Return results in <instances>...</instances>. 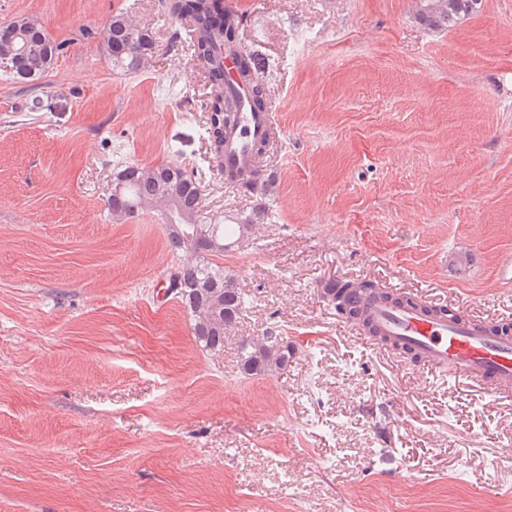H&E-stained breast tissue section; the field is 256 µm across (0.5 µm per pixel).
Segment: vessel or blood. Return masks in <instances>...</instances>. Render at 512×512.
I'll return each mask as SVG.
<instances>
[{
  "label": "vessel or blood",
  "instance_id": "1",
  "mask_svg": "<svg viewBox=\"0 0 512 512\" xmlns=\"http://www.w3.org/2000/svg\"><path fill=\"white\" fill-rule=\"evenodd\" d=\"M271 112L243 110L224 143L221 170L255 166L254 146L274 140ZM358 328L373 348L398 350L416 359L418 369L488 387L499 397L512 396V329L504 322L432 309L429 301L408 302L392 288L357 291Z\"/></svg>",
  "mask_w": 512,
  "mask_h": 512
}]
</instances>
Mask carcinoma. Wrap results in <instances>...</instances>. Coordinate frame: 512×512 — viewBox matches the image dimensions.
I'll return each mask as SVG.
<instances>
[{"mask_svg":"<svg viewBox=\"0 0 512 512\" xmlns=\"http://www.w3.org/2000/svg\"><path fill=\"white\" fill-rule=\"evenodd\" d=\"M159 11L189 21L191 50L206 63L211 98L205 103L207 130L216 156L224 152V132L237 125L242 111L240 85L248 88L247 98L254 112L266 109V86L260 76L258 57L244 53L239 57L238 80L224 76V54L235 53L239 46L240 21L224 13L223 0H158ZM478 9V0H420L419 15L436 30L449 29ZM17 36L0 39V60L15 62L3 72L15 83L36 80L66 53L70 42L51 38L34 20H15ZM104 56L128 74L147 69L155 43L152 33L136 25L122 10L112 13L97 33ZM235 186L248 195L264 192L262 175H239ZM106 208L116 221H128L146 212H155L166 224V245L180 258L170 287L189 312L198 342L211 352L224 350V331L241 318L246 300L235 288L233 276L212 258L224 255L227 247L248 236L255 228L250 216L237 218L235 224L216 221L203 212L197 174L182 164L162 163L145 167L127 165L116 173ZM350 284L331 281L327 294L335 301L339 314L358 315L350 302ZM290 348L277 339V330L268 326L256 336L241 339L239 369L246 376L271 377L287 368Z\"/></svg>","mask_w":512,"mask_h":512,"instance_id":"carcinoma-1","label":"carcinoma"}]
</instances>
